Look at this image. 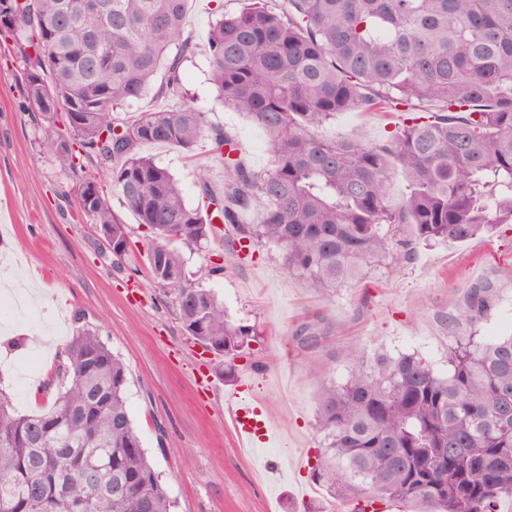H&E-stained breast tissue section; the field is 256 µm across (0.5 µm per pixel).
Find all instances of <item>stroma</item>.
Listing matches in <instances>:
<instances>
[{"mask_svg": "<svg viewBox=\"0 0 512 512\" xmlns=\"http://www.w3.org/2000/svg\"><path fill=\"white\" fill-rule=\"evenodd\" d=\"M241 6V0H189L186 23L195 49L183 62L182 81L208 122L238 141L246 165L261 172L271 158L265 131L218 104L209 80L210 27L218 13ZM21 68L15 38L0 30V259L23 260L6 277L41 290L33 316L49 318L56 345H63L79 313L123 360L133 425L176 512H287L324 500L326 492L310 472L321 441L314 395L323 382L343 381L357 358L379 352L419 353L444 375L452 337L487 343L512 334V279L502 273L512 265V233L423 249L405 268L378 269L359 286L329 292L288 274L275 247H256L222 275L202 281L234 321L257 332L235 360V374L250 378L278 441L241 450L224 421V400L235 386L224 379L223 357L203 353L184 334L170 298L149 280L143 227L113 187L110 170L97 167L100 189L129 225L134 244L124 269L113 268L94 224L80 212L72 174L60 170L40 144L24 109ZM404 118L391 110L343 112L329 131L379 143ZM210 148L203 139L189 152L158 145L142 152L174 174L186 204L194 207L200 177L217 189L224 183V168L212 161ZM479 282L491 286V312L473 322L456 320L455 304ZM306 323L323 328L318 343L299 342L297 332ZM31 332L20 318L0 332V370L12 375L9 394L22 413L47 404L41 379L28 378L24 369L36 352L27 343Z\"/></svg>", "mask_w": 512, "mask_h": 512, "instance_id": "35a3bbf8", "label": "stroma"}]
</instances>
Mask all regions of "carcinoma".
I'll return each mask as SVG.
<instances>
[{"mask_svg":"<svg viewBox=\"0 0 512 512\" xmlns=\"http://www.w3.org/2000/svg\"><path fill=\"white\" fill-rule=\"evenodd\" d=\"M186 13L187 0H0L10 18L0 26L25 41L20 81L41 144L79 185L85 158L112 172L149 237L152 283L203 348L232 363L255 338L186 272L183 250L224 240L220 224L276 247L290 274L324 292L401 269L425 247L512 230V0H245L220 15L210 83L268 134L262 173L188 98L123 111L153 90L183 96ZM399 105L434 120L409 117L379 144L324 132L340 112ZM203 137L224 184L201 176L191 208L141 148L190 151ZM78 204L126 246L116 259L129 256V228L105 197ZM491 309L476 285L458 316ZM74 324L43 383L48 407L20 414L0 392V512H174L133 425L124 363L81 316ZM315 405L323 451L312 476L329 498L359 503L353 512L393 500L501 512L512 501V335L454 337L445 376L415 353L361 360L344 383L322 385Z\"/></svg>","mask_w":512,"mask_h":512,"instance_id":"1","label":"carcinoma"}]
</instances>
